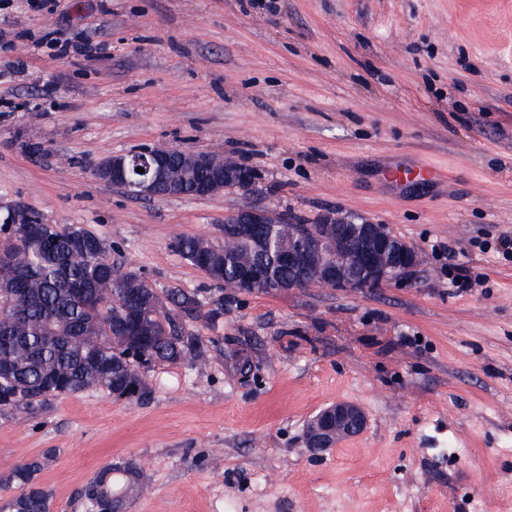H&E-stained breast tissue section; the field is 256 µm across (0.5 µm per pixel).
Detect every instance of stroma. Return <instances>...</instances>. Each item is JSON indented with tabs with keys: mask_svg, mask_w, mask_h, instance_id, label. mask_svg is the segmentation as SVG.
Here are the masks:
<instances>
[{
	"mask_svg": "<svg viewBox=\"0 0 512 512\" xmlns=\"http://www.w3.org/2000/svg\"><path fill=\"white\" fill-rule=\"evenodd\" d=\"M92 39L56 57L47 38ZM166 144L260 176L255 192L134 199L103 158ZM422 154L447 192L380 163ZM112 244L124 270L197 295L207 362L151 369L146 400L89 389L0 411V503L33 459L52 512H86L107 463L127 512H512V0H0V208ZM263 206L382 224L418 262L376 291L219 289L172 248ZM468 269L473 287L452 282ZM367 429L321 457L320 409ZM368 417L359 406L338 402L317 414L310 421L305 433L306 448L319 457L341 439L362 433ZM143 488V475L136 466L131 462L116 461L96 473L84 487L82 497L87 506L95 502L99 508L112 510V503H122L123 498L137 494Z\"/></svg>",
	"mask_w": 512,
	"mask_h": 512,
	"instance_id": "stroma-1",
	"label": "stroma"
}]
</instances>
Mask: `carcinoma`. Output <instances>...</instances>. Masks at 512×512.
I'll return each mask as SVG.
<instances>
[{
  "mask_svg": "<svg viewBox=\"0 0 512 512\" xmlns=\"http://www.w3.org/2000/svg\"><path fill=\"white\" fill-rule=\"evenodd\" d=\"M90 235L85 229L63 224L45 235L21 234L0 245V364L11 368L0 374V409H35L43 404L49 379L65 384V394L86 389L108 393L118 384L139 387V399L150 394L147 377L138 373L133 354L153 364L176 363L207 357L203 337L186 328L183 317L197 311L196 296L162 295L142 276L112 266L97 273L76 253L62 275L50 239L67 231ZM297 225L274 224L269 230L275 249L294 243ZM172 248L192 265L209 264V279L221 288L234 287L235 270L260 260L252 244L226 239L216 244L202 237H179ZM91 281L96 301L85 299L78 285ZM62 337L61 342L50 340ZM37 462L18 467L11 479L22 492L9 503L12 512H51L49 493L35 483ZM144 488L143 475L131 462H111L86 484L87 505L102 509L122 502Z\"/></svg>",
  "mask_w": 512,
  "mask_h": 512,
  "instance_id": "cac0c4a2",
  "label": "carcinoma"
}]
</instances>
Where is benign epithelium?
Wrapping results in <instances>:
<instances>
[{"label": "benign epithelium", "instance_id": "1", "mask_svg": "<svg viewBox=\"0 0 512 512\" xmlns=\"http://www.w3.org/2000/svg\"><path fill=\"white\" fill-rule=\"evenodd\" d=\"M181 158V164L172 163V155ZM142 167L144 173L133 176V170ZM203 172L206 178L196 185V196L207 197L224 190L249 191L255 186L250 169L238 164H224L214 156L200 152H186L178 148L157 152L150 147L136 151L115 153L104 158L94 169V177L104 183L121 188L133 198L184 197L185 178L181 172ZM41 220L36 213L20 209L7 211L0 218V236L9 232V225ZM276 223V214L266 208L242 209L232 214L224 223V235L252 241L258 249H267L265 236L259 234L261 225ZM361 233L374 238L383 249L392 252V258L382 255L361 257L356 272H346V260L352 251L345 233V226L325 218L320 222V232L313 236L308 229L299 227L296 233L297 247L281 251L270 263L253 270L236 272L235 290L252 292L261 287L271 291H288L320 285L362 292L396 285L408 277L416 265L414 249L394 236L381 224H364ZM64 247L81 252L91 267L98 271L109 269L112 260L97 250L96 244L78 235L64 239ZM286 266L290 275L284 280L271 277V268ZM368 425V417L359 406L338 402L317 414L310 421L305 433L306 448L319 457L341 439L362 433Z\"/></svg>", "mask_w": 512, "mask_h": 512}]
</instances>
